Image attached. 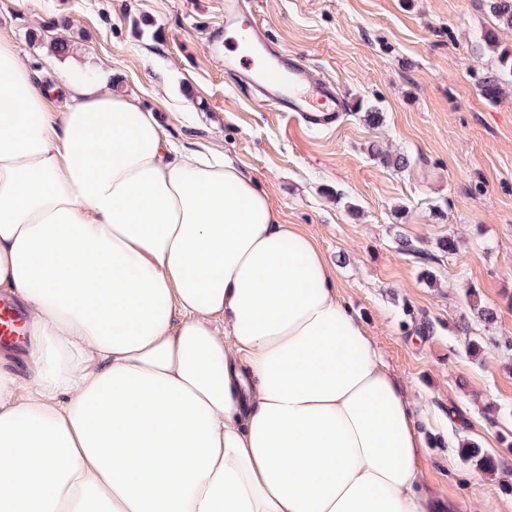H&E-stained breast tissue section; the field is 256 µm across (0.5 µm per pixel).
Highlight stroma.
<instances>
[{
    "mask_svg": "<svg viewBox=\"0 0 512 512\" xmlns=\"http://www.w3.org/2000/svg\"><path fill=\"white\" fill-rule=\"evenodd\" d=\"M270 37L335 82L352 111L306 129L224 72V0H0V35L36 69L103 67L114 92L156 112L168 137L224 153L265 189L283 223L314 238L418 408L428 485L465 512H512V78L484 35L512 50L484 0H248ZM85 32L58 58L31 33L55 15ZM379 108L380 126L363 114ZM411 158L397 171L372 145ZM461 238L453 254L441 238ZM414 253L401 251V240ZM496 308L479 322L469 301ZM484 352L468 351L471 342ZM500 460L492 473L447 438ZM498 60L501 68L498 74L484 78L481 84L483 95L491 100L497 97L503 77L505 75L512 77V52L507 49L502 50Z\"/></svg>",
    "mask_w": 512,
    "mask_h": 512,
    "instance_id": "stroma-1",
    "label": "stroma"
}]
</instances>
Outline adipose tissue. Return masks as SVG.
Wrapping results in <instances>:
<instances>
[{
  "label": "adipose tissue",
  "mask_w": 512,
  "mask_h": 512,
  "mask_svg": "<svg viewBox=\"0 0 512 512\" xmlns=\"http://www.w3.org/2000/svg\"><path fill=\"white\" fill-rule=\"evenodd\" d=\"M33 75L0 37V512H455L314 239L109 71ZM9 302L0 303V339L3 336H16L22 332L23 316Z\"/></svg>",
  "instance_id": "obj_1"
}]
</instances>
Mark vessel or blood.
Returning a JSON list of instances; mask_svg holds the SVG:
<instances>
[{
  "label": "vessel or blood",
  "mask_w": 512,
  "mask_h": 512,
  "mask_svg": "<svg viewBox=\"0 0 512 512\" xmlns=\"http://www.w3.org/2000/svg\"><path fill=\"white\" fill-rule=\"evenodd\" d=\"M242 67L267 106L297 113L307 126L330 127L348 110L347 99L334 83L314 78L300 58L273 45L259 23L249 26L242 50L224 52L225 71ZM22 327V314L11 303H0V337L19 334Z\"/></svg>",
  "instance_id": "obj_1"
}]
</instances>
